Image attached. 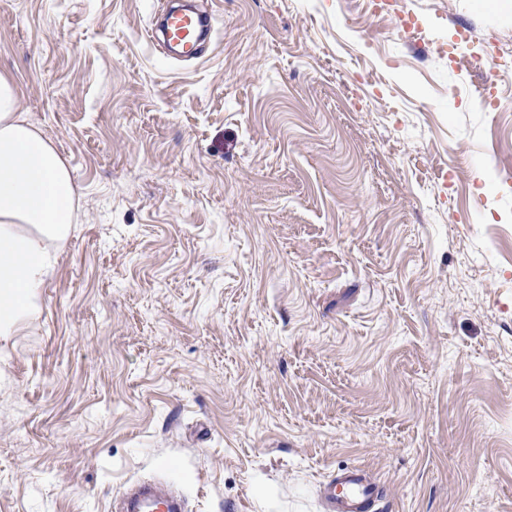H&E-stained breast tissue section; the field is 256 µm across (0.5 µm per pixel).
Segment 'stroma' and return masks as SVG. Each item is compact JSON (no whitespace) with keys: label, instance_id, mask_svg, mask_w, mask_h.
<instances>
[{"label":"stroma","instance_id":"1","mask_svg":"<svg viewBox=\"0 0 512 512\" xmlns=\"http://www.w3.org/2000/svg\"><path fill=\"white\" fill-rule=\"evenodd\" d=\"M0 0V73L76 230L0 336V512H512V0ZM162 32L182 54L194 56L200 41L210 34L211 28L195 12L171 10L166 12ZM491 60L496 63L500 69L501 74H508L512 76V55L505 53L501 46H491L487 48L479 57H476L475 64L480 66L484 61ZM323 497L329 512H375L379 489L357 467L342 470L336 479L324 485ZM372 510V511H369ZM119 508L123 512H185L183 497L164 482L138 483L119 493Z\"/></svg>","mask_w":512,"mask_h":512}]
</instances>
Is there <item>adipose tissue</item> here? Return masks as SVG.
<instances>
[{"label": "adipose tissue", "instance_id": "1", "mask_svg": "<svg viewBox=\"0 0 512 512\" xmlns=\"http://www.w3.org/2000/svg\"><path fill=\"white\" fill-rule=\"evenodd\" d=\"M77 209L67 161L28 118L13 80L0 73L1 336L36 312Z\"/></svg>", "mask_w": 512, "mask_h": 512}]
</instances>
